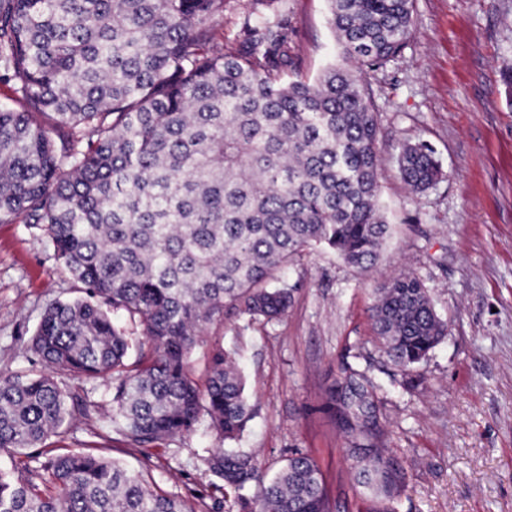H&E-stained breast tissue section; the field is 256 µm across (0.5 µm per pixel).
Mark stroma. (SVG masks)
<instances>
[{
  "label": "stroma",
  "instance_id": "stroma-1",
  "mask_svg": "<svg viewBox=\"0 0 512 512\" xmlns=\"http://www.w3.org/2000/svg\"><path fill=\"white\" fill-rule=\"evenodd\" d=\"M416 30L402 54L368 73L381 115L380 202L391 236L372 272L322 248L285 274L294 302L281 318L245 314L204 333L191 355L201 372L215 343L234 349L255 415L234 450L260 479L242 493L214 492L208 457L222 442L206 424L162 446L132 448L107 426L112 382L58 380L94 405L73 414L46 450L94 451L142 473L196 512H244L261 482L300 454L319 465L333 512H378L348 472L360 444L328 401L342 367L373 383L379 435L402 471L397 512H512V0H414ZM289 75L315 77L339 55L327 0H281ZM426 142L443 177L412 194L397 164L405 142ZM409 272L428 288L448 334L409 372L394 369L375 333L372 300ZM78 286L41 231L0 223V371L38 373L27 350L44 310Z\"/></svg>",
  "mask_w": 512,
  "mask_h": 512
}]
</instances>
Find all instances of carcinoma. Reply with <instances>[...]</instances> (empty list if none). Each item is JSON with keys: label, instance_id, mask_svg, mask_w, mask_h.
<instances>
[{"label": "carcinoma", "instance_id": "carcinoma-1", "mask_svg": "<svg viewBox=\"0 0 512 512\" xmlns=\"http://www.w3.org/2000/svg\"><path fill=\"white\" fill-rule=\"evenodd\" d=\"M277 0H245L242 39L224 45L229 0H0V223L39 229L84 296L43 313L29 351L85 381L112 378L109 423L129 447L189 434L202 417L224 442L251 421L233 353L190 354L224 312L284 315L282 275L303 252L334 251L361 270L391 235L379 205L376 110L366 75L395 60L414 0H327L341 63L288 78V18ZM50 114L56 138L38 117ZM400 173L415 192L442 175L425 143H405ZM139 322L150 353L112 321ZM383 352L406 372L447 334L423 282L406 273L376 289ZM346 425L375 439L374 394L346 367L331 394ZM86 403L47 374L0 372V451L37 448ZM357 481L393 503L402 485L376 443L349 451ZM0 470V512H194L137 473L92 452L38 453ZM222 488L258 479L252 457L218 449ZM255 512H330L321 471L289 460Z\"/></svg>", "mask_w": 512, "mask_h": 512}]
</instances>
